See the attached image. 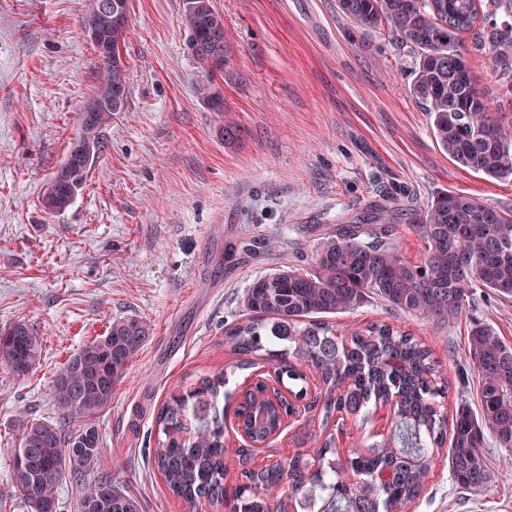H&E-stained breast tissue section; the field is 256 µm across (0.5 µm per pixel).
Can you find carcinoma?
<instances>
[{
    "instance_id": "1",
    "label": "carcinoma",
    "mask_w": 512,
    "mask_h": 512,
    "mask_svg": "<svg viewBox=\"0 0 512 512\" xmlns=\"http://www.w3.org/2000/svg\"><path fill=\"white\" fill-rule=\"evenodd\" d=\"M101 2L91 0L83 26L85 33L96 32L91 45L101 61L87 102L101 106L81 114L80 132L45 187L43 204L51 213L73 204L112 122V93L128 91L121 50L128 28L112 26ZM337 8L354 28L385 27L415 52L410 94L429 112L433 135L452 160L490 178H512V129L494 120L490 98L469 65L470 57L491 54L498 101L512 100V0H337ZM182 24L190 55L209 74H224L231 55L224 20L211 0H184ZM211 41L218 47L210 61L195 44ZM199 95L213 111H224L223 96L211 85ZM412 223L423 242L418 261L407 260L393 244V211L382 207L326 234L314 270L283 265L256 277L244 291L243 314L224 329L234 352L276 362L294 386L306 382L303 367H313L326 388L322 420L342 410L363 415L370 402L391 401L393 432L345 458L326 440L314 449L315 473L299 453L262 472L244 473L246 481L230 491L224 484L229 449L219 407L226 374L219 370L171 395L157 413L152 455L173 496L200 507L222 503L228 512H286L279 496L286 483L299 495L302 512H404L421 496L446 442L452 483L467 491L489 487L488 438L512 451V345L490 326L473 323L466 360L478 377V407L459 401L449 428L439 406L445 390L437 361L425 342L385 323L341 339L336 325L325 320L375 297L394 310L448 325L470 307L476 288L512 297V207L442 190ZM148 339L149 329L139 319L112 320L104 335L84 344L56 372L57 419L19 416L11 480L30 512H58L65 476L94 472L103 450L96 420ZM277 340L285 347L274 348ZM42 351L40 336L25 322L0 331V362L18 378L36 368ZM254 391L251 386L244 392L242 423L252 425L254 438L262 441L276 428L275 414ZM385 469L393 477L380 484L375 475ZM77 510L141 512V504L107 473L81 487Z\"/></svg>"
}]
</instances>
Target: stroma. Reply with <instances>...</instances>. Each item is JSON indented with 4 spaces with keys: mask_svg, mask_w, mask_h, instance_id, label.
<instances>
[{
    "mask_svg": "<svg viewBox=\"0 0 512 512\" xmlns=\"http://www.w3.org/2000/svg\"><path fill=\"white\" fill-rule=\"evenodd\" d=\"M89 3L0 0V329L23 321L43 341L28 376L0 363V512H27L10 481L15 418L54 416L56 370L118 317L143 321L150 335L97 420L100 469L143 512H191L146 467L155 417L171 394L230 366L225 437L230 448L242 445L236 397L248 380L274 375L266 360L240 365L225 342L248 284L282 265L312 270L328 228L379 204L397 214L402 254L419 260L411 213L441 190L512 204V178L448 156L410 94L411 49L386 30H354L336 0H211L232 49L230 68L214 77L188 52L183 0H130L127 105L105 129L72 206L46 213L44 187L97 80L80 31ZM205 83L223 96V111L199 96ZM228 124L237 129L231 141L222 133ZM228 240L240 247L230 268ZM474 298L445 326L375 299L333 321L344 333L384 322L420 337L448 384L441 410L449 416L457 401H477V379L462 377L473 321L512 344V297L478 288ZM295 406L268 447L254 450L253 464L288 461L331 436L344 457L394 425L389 404L370 407L364 422L336 413L325 427L303 401ZM485 455L491 489H456L443 452L406 512H512V455L492 445Z\"/></svg>",
    "mask_w": 512,
    "mask_h": 512,
    "instance_id": "obj_1",
    "label": "stroma"
}]
</instances>
